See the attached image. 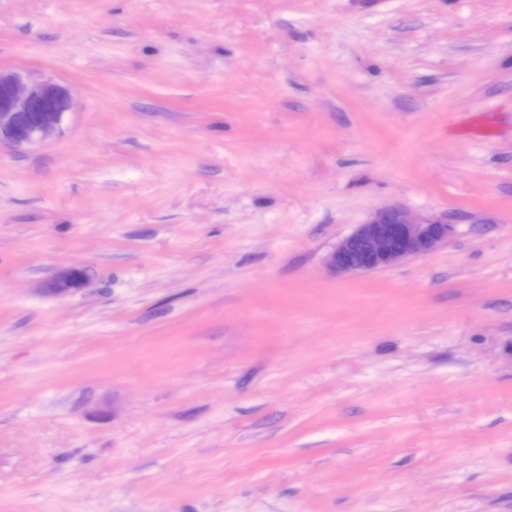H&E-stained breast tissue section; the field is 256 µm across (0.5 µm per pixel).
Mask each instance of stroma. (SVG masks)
<instances>
[{"label": "stroma", "instance_id": "35a3bbf8", "mask_svg": "<svg viewBox=\"0 0 512 512\" xmlns=\"http://www.w3.org/2000/svg\"><path fill=\"white\" fill-rule=\"evenodd\" d=\"M0 67L74 97L0 152V512H512V0H0ZM390 207L455 233L332 271Z\"/></svg>", "mask_w": 512, "mask_h": 512}]
</instances>
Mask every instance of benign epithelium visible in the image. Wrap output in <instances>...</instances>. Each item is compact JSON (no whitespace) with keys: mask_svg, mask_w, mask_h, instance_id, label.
<instances>
[{"mask_svg":"<svg viewBox=\"0 0 512 512\" xmlns=\"http://www.w3.org/2000/svg\"><path fill=\"white\" fill-rule=\"evenodd\" d=\"M71 109L69 89L50 79L17 69L0 68V149L20 148L58 132ZM453 225L441 220H412L400 209L379 212L339 241L330 255L337 273L358 276L399 265L438 249ZM86 282L73 270L61 271L46 284L66 292Z\"/></svg>","mask_w":512,"mask_h":512,"instance_id":"7a95c632","label":"benign epithelium"}]
</instances>
